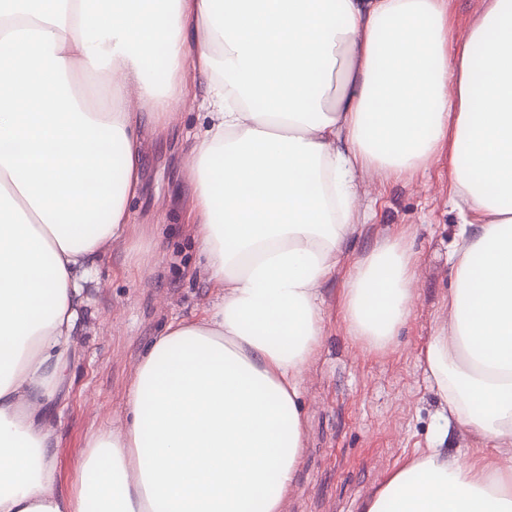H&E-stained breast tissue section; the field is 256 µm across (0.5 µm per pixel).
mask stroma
Returning <instances> with one entry per match:
<instances>
[{
	"mask_svg": "<svg viewBox=\"0 0 512 512\" xmlns=\"http://www.w3.org/2000/svg\"><path fill=\"white\" fill-rule=\"evenodd\" d=\"M204 123L193 109L175 113L168 132L142 131L146 188L130 204L137 234L91 269L68 381L52 407L61 490L73 482L88 439L122 422L125 390L141 353L172 319L198 316L215 298L197 247L179 222V204L189 191L186 149ZM359 187L366 217L346 242L341 269L324 285L326 336L303 374L304 448L285 512H359L389 470L439 437L440 399L419 353L452 286L449 256L464 219L450 202L453 190L440 162L408 181L365 174ZM399 233L419 260L420 296L394 347L370 353L350 336L340 311L344 269L378 239ZM155 244L162 250L152 253L149 274L127 271L129 251Z\"/></svg>",
	"mask_w": 512,
	"mask_h": 512,
	"instance_id": "35a3bbf8",
	"label": "stroma"
}]
</instances>
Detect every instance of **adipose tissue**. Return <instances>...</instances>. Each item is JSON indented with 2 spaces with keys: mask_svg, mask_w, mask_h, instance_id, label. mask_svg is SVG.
Returning a JSON list of instances; mask_svg holds the SVG:
<instances>
[{
  "mask_svg": "<svg viewBox=\"0 0 512 512\" xmlns=\"http://www.w3.org/2000/svg\"><path fill=\"white\" fill-rule=\"evenodd\" d=\"M193 105L185 219L218 299L148 346L59 491L43 415L87 271L133 232L141 127ZM443 160L473 219L422 360L443 423L490 452H415L360 512H512V0L461 36L447 0H0V512H284L357 176ZM418 284L403 237L375 242L351 336L392 348Z\"/></svg>",
  "mask_w": 512,
  "mask_h": 512,
  "instance_id": "obj_1",
  "label": "adipose tissue"
}]
</instances>
